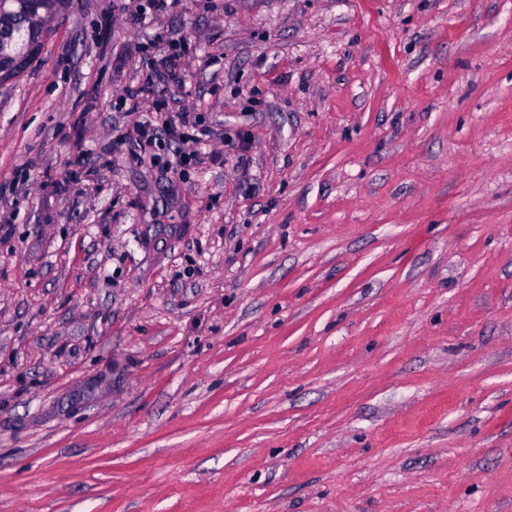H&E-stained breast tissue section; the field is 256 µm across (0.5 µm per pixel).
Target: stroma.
<instances>
[{"mask_svg":"<svg viewBox=\"0 0 512 512\" xmlns=\"http://www.w3.org/2000/svg\"><path fill=\"white\" fill-rule=\"evenodd\" d=\"M0 218V512H512V0H59ZM180 72L181 69L176 57H168L163 70L155 69L151 74L147 75L141 84L125 90V103L127 104V101H130L129 105L132 112H142L140 111L141 100L154 95L159 84L181 85L182 78ZM159 113L161 114L162 112ZM159 113L151 112V115H142L144 118L134 125L133 131L139 137L147 139H155L162 131L165 135L179 140L184 139L192 140L193 142H201L210 138V130L203 127L196 129V127L190 126L195 129L196 134H189L188 130L187 132H181V129H187L190 124V121L186 120L188 117L187 112H177L179 114H176V116H167L165 119H162V117L159 119Z\"/></svg>","mask_w":512,"mask_h":512,"instance_id":"obj_1","label":"stroma"}]
</instances>
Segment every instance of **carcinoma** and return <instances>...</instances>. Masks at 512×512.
<instances>
[{
	"label": "carcinoma",
	"mask_w": 512,
	"mask_h": 512,
	"mask_svg": "<svg viewBox=\"0 0 512 512\" xmlns=\"http://www.w3.org/2000/svg\"><path fill=\"white\" fill-rule=\"evenodd\" d=\"M55 0H0V37L12 38L7 56L0 57V80L21 72L15 56L24 55V61L34 58L41 47L42 30L27 27V18L43 15L50 19Z\"/></svg>",
	"instance_id": "carcinoma-1"
}]
</instances>
